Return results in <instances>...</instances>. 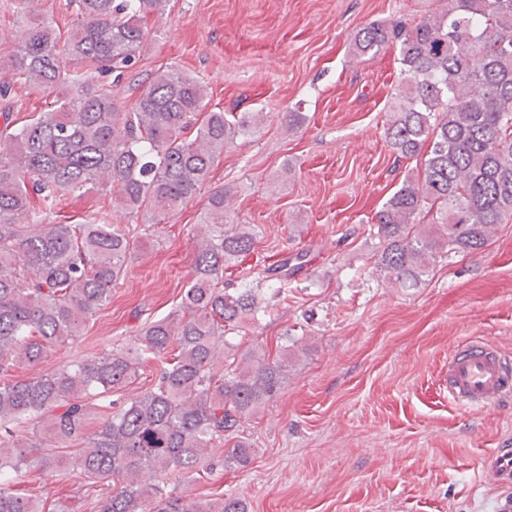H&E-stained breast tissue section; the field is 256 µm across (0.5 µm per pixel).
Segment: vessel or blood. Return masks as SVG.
Masks as SVG:
<instances>
[{"label":"vessel or blood","instance_id":"b4317fda","mask_svg":"<svg viewBox=\"0 0 512 512\" xmlns=\"http://www.w3.org/2000/svg\"><path fill=\"white\" fill-rule=\"evenodd\" d=\"M512 397V356L483 340H471L448 358V399L460 408L481 411ZM483 469L498 485H512V448L485 456Z\"/></svg>","mask_w":512,"mask_h":512}]
</instances>
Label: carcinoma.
Segmentation results:
<instances>
[{
	"mask_svg": "<svg viewBox=\"0 0 512 512\" xmlns=\"http://www.w3.org/2000/svg\"><path fill=\"white\" fill-rule=\"evenodd\" d=\"M40 2L16 0L24 26L7 65L17 82L65 93L24 121L0 113V471L12 473L0 483V512H44L39 498L15 488L28 469L56 464L34 450L30 430L52 448L74 449L72 464L91 484L120 481L93 499L94 512H246L236 498L179 494L170 476L212 470L224 433L280 390L288 347L273 359L262 350L238 357L231 334L268 311L261 285L288 290L305 254L269 265L253 286L224 287V270L256 239L250 225L224 223V187L205 200L208 233L176 309L124 346L8 381L18 364L42 362L80 335L126 276L141 226L164 223L192 200L224 144L252 131L249 116L230 122L205 110L206 86L176 69L157 72L129 108L112 93L135 64L148 18L168 0H70L76 20L65 36L35 9ZM353 41L359 55L399 43L403 85L385 137L400 158L426 151L422 176L405 179L376 219L378 267L414 286L436 255L480 253L495 226L512 220V0H444L413 27L371 23ZM83 63L94 72L76 68ZM91 191L110 194L137 222L51 220L65 198ZM433 210L437 223H421ZM150 359L162 365L153 387L110 399ZM101 396L109 412L87 436ZM226 462L246 468L251 449L236 445Z\"/></svg>",
	"mask_w": 512,
	"mask_h": 512,
	"instance_id": "carcinoma-1",
	"label": "carcinoma"
}]
</instances>
